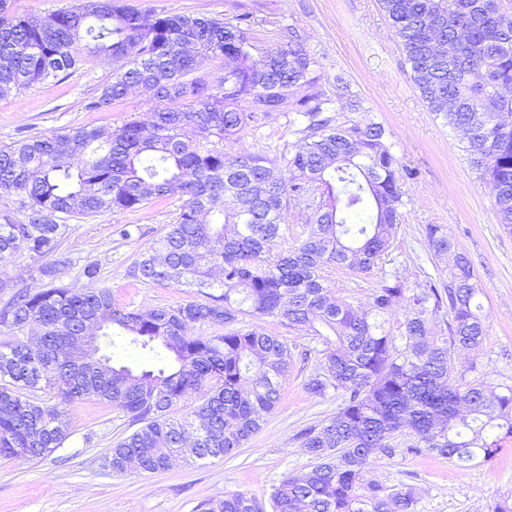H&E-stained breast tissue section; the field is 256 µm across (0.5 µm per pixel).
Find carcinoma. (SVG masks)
<instances>
[{"label": "carcinoma", "instance_id": "cac0c4a2", "mask_svg": "<svg viewBox=\"0 0 512 512\" xmlns=\"http://www.w3.org/2000/svg\"><path fill=\"white\" fill-rule=\"evenodd\" d=\"M428 109L464 135L471 169L494 195L500 224L512 231V0H379ZM251 16L143 14L122 0H79L69 9L17 17L0 0V100L59 76L84 55L115 68L91 103L103 108L135 86L160 106L119 125L26 134L0 146V262L55 257L33 291L0 277V457L40 458L71 437L64 410L38 402L96 400L115 406L137 429L107 457L116 473L131 461L146 472L172 456L197 461L231 456L261 427L281 398L292 366L288 345L265 326L273 317L322 345L305 383L342 403L296 440L311 469L283 479L273 512H415L414 488L367 479L378 456L409 433V453L448 457L466 469L512 437V385L486 378L449 385L452 352L479 347L487 315L471 262L439 224L425 227L430 254L448 255V280L409 285L399 269L381 272L368 310L332 297L324 269L368 273L389 256L414 176L385 126L355 120L364 111L342 75L336 98L316 89L320 61L288 31V44L259 47L247 36ZM219 61L216 81L196 75L199 58ZM314 92L300 98L294 90ZM288 112L301 135L275 175L272 160L234 149L261 116ZM79 158L74 164L72 160ZM166 199L180 201L175 222L140 252L131 276L197 289L201 299L176 307L128 309L98 284L59 281L72 264L60 253L70 220L117 215ZM305 217L296 243L277 250L288 213ZM402 317H394L397 308ZM195 325L224 334L190 336ZM113 329L153 354L139 371L80 346L85 330ZM36 328L37 344L23 334ZM208 388L178 418L175 407ZM206 512H266L253 495L232 493Z\"/></svg>", "mask_w": 512, "mask_h": 512}]
</instances>
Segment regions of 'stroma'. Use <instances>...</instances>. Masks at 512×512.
Instances as JSON below:
<instances>
[{"label": "stroma", "mask_w": 512, "mask_h": 512, "mask_svg": "<svg viewBox=\"0 0 512 512\" xmlns=\"http://www.w3.org/2000/svg\"><path fill=\"white\" fill-rule=\"evenodd\" d=\"M130 2L146 12L172 15L220 18L247 13L254 19L251 36L267 47L283 44L285 28L294 27L321 63L319 88L335 94L336 78L344 76L369 118L391 132L403 164L417 172L403 184L408 203L390 252L393 267L412 284L427 275L447 278L446 261L429 253L423 236L426 225H443L471 261L489 325L479 349L455 352L456 368L470 380L488 374L511 385L512 233L498 222L492 191L470 170L460 134L430 112L415 90L400 40L378 0ZM113 68L109 58L90 56L61 81L39 83L0 100V143L11 142L25 126L34 132H64L117 125L156 107L148 92L134 89L107 107L92 108ZM299 143L284 112L259 117L256 128L241 139L248 151L278 163ZM177 208V201L163 200L132 212L73 222L62 242L73 264L62 269L61 281L85 287L81 269L94 262L118 305L169 307L197 299L196 289L141 283L129 274L144 245L173 223ZM123 224L135 225L131 238L119 236ZM276 332L287 341L293 366L282 381L277 409L235 457L203 463L176 459L158 473L133 467L113 473L106 458L130 433L127 417L95 400L75 402L65 407L72 435L64 448L40 458L0 459V512H202L203 504L217 503L232 492L269 499L274 485L312 465L296 433L326 423L341 401L334 392L319 399L306 391L314 366L305 357L312 347L309 337L281 325ZM369 476L388 486H412L416 512H492L512 492V440L492 461L466 469L432 453L399 452L378 457Z\"/></svg>", "instance_id": "35a3bbf8"}]
</instances>
